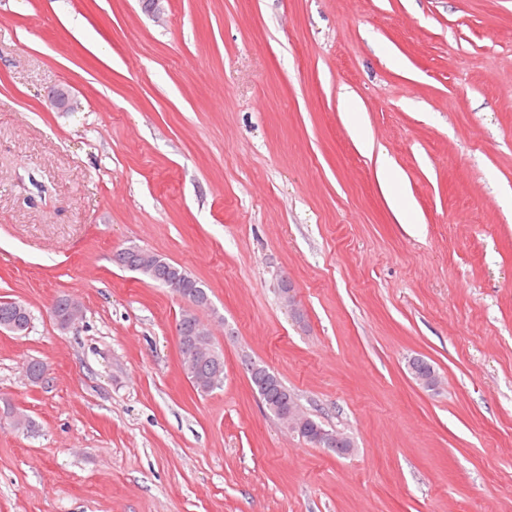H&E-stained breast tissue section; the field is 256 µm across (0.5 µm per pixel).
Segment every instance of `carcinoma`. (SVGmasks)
Wrapping results in <instances>:
<instances>
[{"mask_svg": "<svg viewBox=\"0 0 512 512\" xmlns=\"http://www.w3.org/2000/svg\"><path fill=\"white\" fill-rule=\"evenodd\" d=\"M151 281L165 287L175 278L185 280L184 295L195 300H209L203 283L188 273L183 267L171 262L167 258L148 265L140 271ZM74 299L66 294L59 296L53 305L56 320L64 322L69 316ZM31 321V313L26 305L19 301H0V329L16 335H23ZM194 317L187 309H182L177 321L181 326L178 331L179 347L189 345L195 349L193 362L184 358L185 351H180L181 366L186 371L194 389L201 395L210 394L224 387V355L217 346L214 337H199L193 335ZM253 367L249 373L250 381L256 391L263 408L279 423H285L284 415L288 407L297 404L294 395L288 390L282 379L262 362L245 361ZM326 429L325 424L311 415L305 416V431L299 435L306 443H312L318 432Z\"/></svg>", "mask_w": 512, "mask_h": 512, "instance_id": "obj_1", "label": "carcinoma"}]
</instances>
